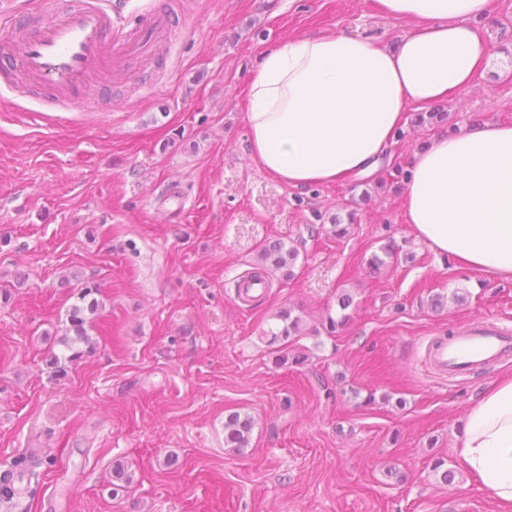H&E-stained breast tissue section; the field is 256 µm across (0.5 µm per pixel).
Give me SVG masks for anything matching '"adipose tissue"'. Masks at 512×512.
Listing matches in <instances>:
<instances>
[{
	"label": "adipose tissue",
	"mask_w": 512,
	"mask_h": 512,
	"mask_svg": "<svg viewBox=\"0 0 512 512\" xmlns=\"http://www.w3.org/2000/svg\"><path fill=\"white\" fill-rule=\"evenodd\" d=\"M411 20L396 46L341 31L264 51L245 86L251 160L293 189L374 176L392 162L406 109L466 90L492 51L475 22L492 0H377ZM404 182L417 239L461 270L512 279V123L432 136ZM471 482L512 512V379L491 383L460 423L455 449Z\"/></svg>",
	"instance_id": "obj_1"
}]
</instances>
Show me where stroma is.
Here are the masks:
<instances>
[{"label":"stroma","mask_w":512,"mask_h":512,"mask_svg":"<svg viewBox=\"0 0 512 512\" xmlns=\"http://www.w3.org/2000/svg\"><path fill=\"white\" fill-rule=\"evenodd\" d=\"M165 5L178 26L80 111L0 79V466L41 460L28 512H500L454 448L512 358L449 381L424 353L471 319L512 325V281L417 240L403 183L295 190L248 155L241 89L263 51L327 31L392 45L410 21L376 0L128 8ZM479 27L494 57L441 102L452 128L512 122V0H493ZM336 217L348 236L332 233ZM277 239L299 250L293 277L272 273L240 301L238 282ZM388 244L398 259L373 269ZM79 278L98 288L95 349L57 376L46 360ZM343 291L351 319L334 333ZM288 308L302 333L281 364L268 333ZM232 412L254 419L239 452L224 442Z\"/></svg>","instance_id":"35a3bbf8"}]
</instances>
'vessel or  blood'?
<instances>
[{
  "label": "vessel or blood",
  "mask_w": 512,
  "mask_h": 512,
  "mask_svg": "<svg viewBox=\"0 0 512 512\" xmlns=\"http://www.w3.org/2000/svg\"><path fill=\"white\" fill-rule=\"evenodd\" d=\"M114 0H81L45 25L26 30L16 45L0 46V75L21 73L30 87L50 89L62 111L72 112L106 73L124 71L144 57L155 37L176 19L158 8L132 25L117 24ZM512 356V327L475 319L450 335L433 338L429 365L444 377L458 378Z\"/></svg>",
  "instance_id": "1"
}]
</instances>
